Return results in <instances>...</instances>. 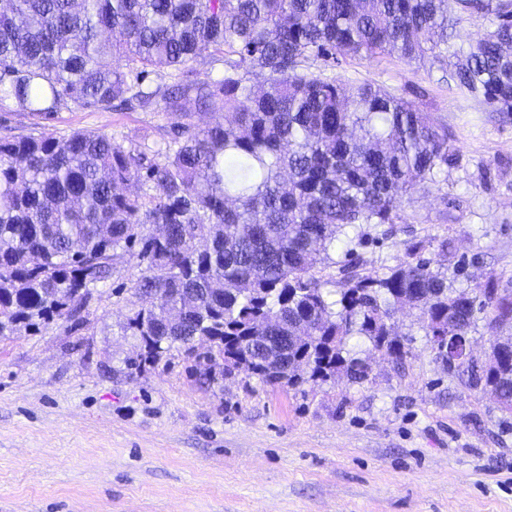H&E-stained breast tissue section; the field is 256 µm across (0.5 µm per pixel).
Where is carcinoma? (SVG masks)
I'll return each mask as SVG.
<instances>
[{"label": "carcinoma", "instance_id": "obj_1", "mask_svg": "<svg viewBox=\"0 0 512 512\" xmlns=\"http://www.w3.org/2000/svg\"><path fill=\"white\" fill-rule=\"evenodd\" d=\"M479 11L484 37L455 48L454 29ZM205 49L223 77L167 94L145 85L149 70H178ZM383 55L437 63L474 103L512 113V0H9L0 100L30 115L162 102L170 123L161 161L95 131L0 140V336L78 318L112 252L137 242L147 266L135 295L147 306L129 328L145 361L177 347L208 373L220 360L265 383L360 382L348 337L402 362L409 350L389 320L409 306L444 361L449 338L485 322V363L453 368L512 413V338L501 335L512 294L493 279L472 295L418 258L378 278L350 270L332 300L316 276L340 238L393 224L414 193L440 190L455 159L431 113L309 71ZM188 102L215 121L197 125ZM133 181L155 193L127 192Z\"/></svg>", "mask_w": 512, "mask_h": 512}]
</instances>
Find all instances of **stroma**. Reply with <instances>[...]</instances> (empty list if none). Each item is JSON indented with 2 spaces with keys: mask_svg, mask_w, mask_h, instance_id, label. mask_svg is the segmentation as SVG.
Masks as SVG:
<instances>
[{
  "mask_svg": "<svg viewBox=\"0 0 512 512\" xmlns=\"http://www.w3.org/2000/svg\"><path fill=\"white\" fill-rule=\"evenodd\" d=\"M311 70L394 92L444 120L456 149L438 192L338 243L319 277L341 281L352 260L381 276L419 242L456 286L491 277L511 292L512 115L467 100L435 66L380 56ZM167 124L159 106L32 116L0 103V139L85 129L157 148ZM145 267L116 250L80 324L0 337V512H512V414L448 370L419 311L393 318L402 363L350 337L363 381L282 387L239 370L212 382L175 350L140 364L127 323Z\"/></svg>",
  "mask_w": 512,
  "mask_h": 512,
  "instance_id": "stroma-1",
  "label": "stroma"
}]
</instances>
